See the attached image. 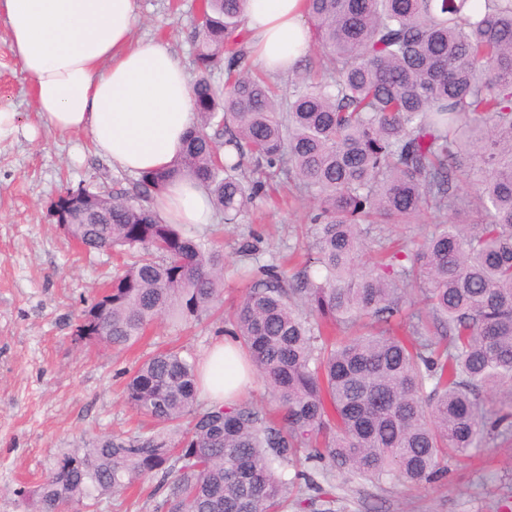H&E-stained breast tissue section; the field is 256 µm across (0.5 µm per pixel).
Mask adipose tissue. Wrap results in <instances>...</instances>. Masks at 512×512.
<instances>
[{"mask_svg": "<svg viewBox=\"0 0 512 512\" xmlns=\"http://www.w3.org/2000/svg\"><path fill=\"white\" fill-rule=\"evenodd\" d=\"M138 10L137 0H0L40 118L61 133H87L98 153L136 173L169 167L194 118L180 60L163 43L132 44ZM245 21L266 70L287 71L309 49L303 0H248ZM158 210L173 224L212 218L207 193L188 179L170 184ZM203 374L213 402L234 400L244 384L226 341Z\"/></svg>", "mask_w": 512, "mask_h": 512, "instance_id": "adipose-tissue-1", "label": "adipose tissue"}]
</instances>
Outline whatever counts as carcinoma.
Instances as JSON below:
<instances>
[{"mask_svg": "<svg viewBox=\"0 0 512 512\" xmlns=\"http://www.w3.org/2000/svg\"><path fill=\"white\" fill-rule=\"evenodd\" d=\"M245 5L207 0L193 28L195 122L172 167L129 190L68 188L47 212L85 250L127 256L74 330L118 349L223 302L220 249L156 210L175 179L226 224L273 185L312 197L304 266L289 282L261 266L226 330L277 408L203 409L195 361L157 352L123 391L155 428L61 458L28 492L35 512H83L146 478L166 512H288L297 481L322 493L302 448L318 471L418 484L512 442V0H305L319 60L286 95L244 63ZM426 215L410 249L369 239Z\"/></svg>", "mask_w": 512, "mask_h": 512, "instance_id": "1", "label": "carcinoma"}]
</instances>
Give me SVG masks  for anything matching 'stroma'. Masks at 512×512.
Segmentation results:
<instances>
[{"label": "stroma", "mask_w": 512, "mask_h": 512, "mask_svg": "<svg viewBox=\"0 0 512 512\" xmlns=\"http://www.w3.org/2000/svg\"><path fill=\"white\" fill-rule=\"evenodd\" d=\"M201 0H140L133 38L161 40L196 77L190 39ZM0 108L16 113L17 130L0 141V512H31L21 493L38 485L63 454L83 440L148 425L122 397L126 380L147 353L172 345L203 360L224 337L222 321L151 327L125 349L81 347L73 331L81 311L111 280L109 252L87 255L52 224L47 205L63 188L128 185L132 173L97 155L86 133L61 134L34 108L30 81L0 22ZM311 204L288 189L271 191L224 225L221 216L196 226L224 254V311L232 313L258 278V266L290 248L311 244ZM336 512H512V445L453 459L436 481L405 486L320 478ZM153 481L127 495L102 499L94 512H156Z\"/></svg>", "instance_id": "1"}]
</instances>
